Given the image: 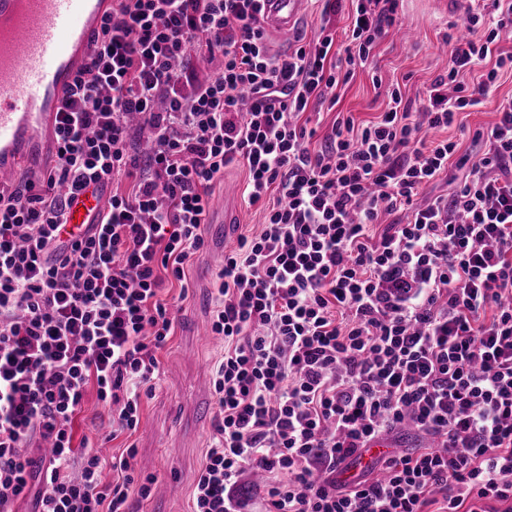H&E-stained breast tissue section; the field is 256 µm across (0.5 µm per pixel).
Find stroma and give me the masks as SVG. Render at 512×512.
<instances>
[{"mask_svg":"<svg viewBox=\"0 0 512 512\" xmlns=\"http://www.w3.org/2000/svg\"><path fill=\"white\" fill-rule=\"evenodd\" d=\"M398 21L411 25L415 34L403 39L389 34L374 51L372 71L358 70L338 91L333 110L322 111L318 135L330 132L336 119L352 117L355 123L374 120L383 112L387 94L400 88L412 110H419L425 93L448 68L452 49L449 34L462 21L460 8L448 0H399ZM512 96V70L503 69L497 88L480 105L460 116V126L437 131L440 139L458 142L460 153L485 152L484 143L474 140L476 130L492 126L497 119L499 102ZM248 172L241 166L224 171V179L215 185L210 208L218 210L229 204L235 220L228 243L238 236L259 231L264 221L262 206L249 205L243 197ZM219 268L211 249L194 256L186 269L190 288L180 295L178 287L162 290L166 300H177L175 330L166 346L159 350V373L150 395L142 397L140 424L135 432L108 439L106 413L95 394H88L76 428V439L103 445L105 456L121 454L126 446L136 449L139 478L155 477L160 492L141 502L138 512H191L192 491L202 459L212 439V418L197 411L200 393L212 392V369L222 354V342L215 337L201 340L194 333L197 319L209 318L214 304L213 282Z\"/></svg>","mask_w":512,"mask_h":512,"instance_id":"obj_1","label":"stroma"}]
</instances>
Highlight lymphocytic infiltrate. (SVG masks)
I'll list each match as a JSON object with an SVG mask.
<instances>
[{"instance_id":"f902f5d3","label":"lymphocytic infiltrate","mask_w":512,"mask_h":512,"mask_svg":"<svg viewBox=\"0 0 512 512\" xmlns=\"http://www.w3.org/2000/svg\"><path fill=\"white\" fill-rule=\"evenodd\" d=\"M263 2L112 0L65 94L57 162L0 187V512L31 493L37 512H133L151 496L131 447L103 485L75 424L92 387L113 432L138 427L174 332L160 293L171 279L188 290L212 189L234 165L266 208L216 276L218 411L192 512H512V97L475 131L490 148L463 186L416 201L457 150L424 128L451 127L512 65L498 51L512 0L465 7L468 35L421 113L395 89L377 120L336 122L316 147L303 115L370 65L398 0H354L342 42L324 0L316 40L280 58ZM217 56L222 69L199 76ZM92 186L101 208L69 229ZM394 211L404 223L381 225ZM405 428L430 445L340 480ZM47 443L35 466L29 449Z\"/></svg>"}]
</instances>
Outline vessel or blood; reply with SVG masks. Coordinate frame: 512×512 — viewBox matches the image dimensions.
<instances>
[{"mask_svg": "<svg viewBox=\"0 0 512 512\" xmlns=\"http://www.w3.org/2000/svg\"><path fill=\"white\" fill-rule=\"evenodd\" d=\"M307 0H264L262 26L293 34ZM107 0H0V186L55 159L57 113Z\"/></svg>", "mask_w": 512, "mask_h": 512, "instance_id": "obj_1", "label": "vessel or blood"}]
</instances>
